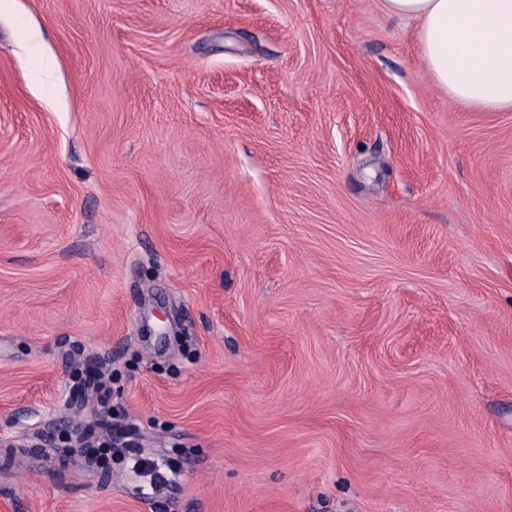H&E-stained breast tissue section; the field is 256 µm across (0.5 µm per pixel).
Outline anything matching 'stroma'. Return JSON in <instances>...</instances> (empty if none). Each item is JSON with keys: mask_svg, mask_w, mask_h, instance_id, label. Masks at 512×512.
Instances as JSON below:
<instances>
[{"mask_svg": "<svg viewBox=\"0 0 512 512\" xmlns=\"http://www.w3.org/2000/svg\"><path fill=\"white\" fill-rule=\"evenodd\" d=\"M379 0H0V512H512V111Z\"/></svg>", "mask_w": 512, "mask_h": 512, "instance_id": "stroma-1", "label": "stroma"}]
</instances>
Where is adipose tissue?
Listing matches in <instances>:
<instances>
[{
  "mask_svg": "<svg viewBox=\"0 0 512 512\" xmlns=\"http://www.w3.org/2000/svg\"><path fill=\"white\" fill-rule=\"evenodd\" d=\"M384 13L417 21L435 84L460 105L512 109V0H380Z\"/></svg>",
  "mask_w": 512,
  "mask_h": 512,
  "instance_id": "1",
  "label": "adipose tissue"
}]
</instances>
